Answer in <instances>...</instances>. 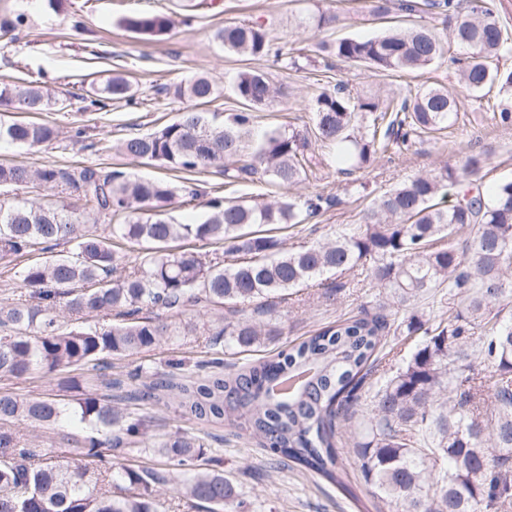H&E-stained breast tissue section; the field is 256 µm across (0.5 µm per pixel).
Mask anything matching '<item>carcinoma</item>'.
<instances>
[{
  "label": "carcinoma",
  "mask_w": 512,
  "mask_h": 512,
  "mask_svg": "<svg viewBox=\"0 0 512 512\" xmlns=\"http://www.w3.org/2000/svg\"><path fill=\"white\" fill-rule=\"evenodd\" d=\"M449 22L448 35L464 56L450 60L470 92L499 86L512 98V69L498 61L512 54V37L484 0H428ZM128 29L161 37L164 15L137 14ZM224 49L241 56L272 52L268 32L256 22L228 23L216 33ZM318 52L332 60L363 64L378 72L423 70L443 53L435 31L394 28L370 39L322 41ZM131 85L114 75L97 88L98 109L129 97ZM215 83L200 75L175 86L179 97L207 103ZM235 95L246 109L224 124L188 110L150 133L123 140L120 151L144 164L186 174L224 169L232 182L258 174L287 189L322 163L308 139L292 128L265 134L244 159L252 111L283 97L258 72L242 70ZM56 99L35 80L0 87V107L9 114L44 112ZM458 118L457 98L446 86L420 88L402 97L353 98L338 86L313 104L314 137L336 148L341 172L377 158L402 155L418 139ZM56 123L0 119V141L46 149L61 139ZM490 153L464 152L459 163L434 175L408 178L374 199L364 224L298 250L286 247L275 229L295 228L320 217L331 199L319 194L267 200L207 201L206 218L180 224L168 215L176 187L164 179L121 172L104 175L93 166L37 169L0 164V185L76 192L88 212L65 201L27 205L0 201V262L10 264L36 251L19 271L29 298L0 306V376L90 365L91 381H65L71 401L53 396L19 397L0 392V512H157L160 489L184 492L236 512L235 483L199 461V433L225 428L265 451L274 467L293 463L355 497L345 483L342 447L346 426L359 417L354 442L372 507L395 512H501L512 505V179L487 190L477 176ZM455 201L446 203L448 187ZM109 221L98 232L87 214ZM473 235L464 245L455 237ZM194 239L224 243V257L204 262L177 252L172 243ZM140 247L134 265L119 266L116 248ZM69 245L68 255L47 256ZM361 270L365 280L392 301L375 312L336 320L276 358L224 370L215 350L204 370L192 375L140 367L101 370L108 356L149 350L166 336L224 341L248 350L283 334L277 299L327 273ZM457 300L454 311L417 309L437 303L442 289ZM194 307L226 308L204 324L179 326L170 318ZM113 314L110 326L82 318ZM417 336L413 352L397 359L394 338ZM174 404L196 432L162 434L154 451L166 467L115 468L105 451L145 443L148 420L142 406ZM78 418L72 432L63 423ZM54 433L79 457L63 465L49 448L33 445L20 425Z\"/></svg>",
  "instance_id": "cac0c4a2"
}]
</instances>
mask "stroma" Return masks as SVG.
I'll return each instance as SVG.
<instances>
[{"mask_svg": "<svg viewBox=\"0 0 512 512\" xmlns=\"http://www.w3.org/2000/svg\"><path fill=\"white\" fill-rule=\"evenodd\" d=\"M375 0H0V18L22 14L26 22L10 43L0 41V84L20 77L38 79L55 89L60 102L40 113L43 121L66 126L75 122L86 128L87 149L62 140L52 149H28L0 144V163L38 168L46 164L62 167L93 165L106 174L120 171L147 178H165L182 188H199L209 196L234 199L260 192L266 198L280 196L281 187L262 183H227L220 168L184 174L154 165H145L116 152V145L131 136L151 132L172 121L177 113L201 109L209 119L223 121L240 105L232 89V79L243 69L258 71L286 95L270 107L256 112L255 135L279 127H292L310 134L314 99L323 90L343 83L356 97L387 96L442 84L457 89V122L436 134L419 139L406 155H388L350 175L336 171L331 150H323L324 163L290 189L291 194H320L333 198L319 223L281 230L291 249H299L340 230L359 227L371 200L392 189L400 181L417 174L437 172L457 163L462 152L491 150L492 160L483 169L481 182L493 186L512 178V126L497 125L492 118L502 96L498 86L475 95L458 89L456 76L448 64L459 56L460 48L448 37L442 17L424 10L418 22L433 26L442 39L444 57L429 69L407 73H377L366 66L323 61L305 64L298 71L288 66L287 52L293 48L314 49L317 42L341 37L373 38L393 27L392 19L371 14ZM322 10L337 20L322 29L302 27L300 17ZM133 14H162L171 21L169 33L160 38L127 30L122 20ZM263 24L281 57L250 58L225 51L215 33L229 22ZM122 73L131 82V100L112 101L105 110H96L85 75L104 82L113 73ZM206 75L214 80L217 93L210 103L199 106L193 100L175 97L171 87ZM321 284L289 291L277 308L284 326L282 336L255 352L225 354L228 367L241 366L254 357H269L313 330L356 314L371 306L376 291L368 282L350 274L333 298H325ZM202 336L164 341L151 350L113 360L112 369L128 372L140 366L164 369L181 363L183 369L209 359ZM206 457L212 469L231 476L247 512H362L369 496L357 480L353 451L345 460L351 493L328 483H315L291 469L268 474L267 459L255 443L232 436L224 441L205 438Z\"/></svg>", "mask_w": 512, "mask_h": 512, "instance_id": "obj_1", "label": "stroma"}]
</instances>
